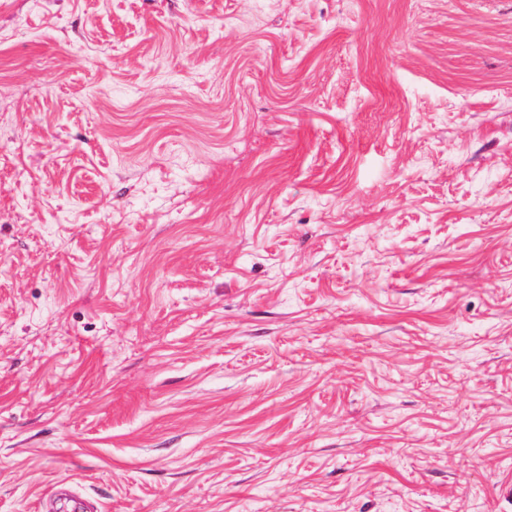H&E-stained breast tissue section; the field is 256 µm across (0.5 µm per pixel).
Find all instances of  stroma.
Wrapping results in <instances>:
<instances>
[{
  "instance_id": "1",
  "label": "stroma",
  "mask_w": 512,
  "mask_h": 512,
  "mask_svg": "<svg viewBox=\"0 0 512 512\" xmlns=\"http://www.w3.org/2000/svg\"><path fill=\"white\" fill-rule=\"evenodd\" d=\"M512 512V0H0V512Z\"/></svg>"
}]
</instances>
